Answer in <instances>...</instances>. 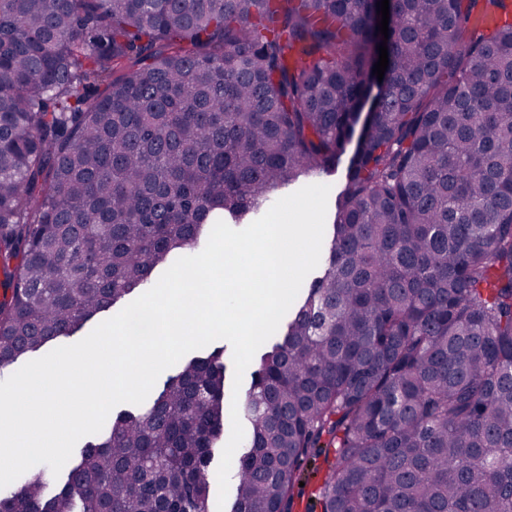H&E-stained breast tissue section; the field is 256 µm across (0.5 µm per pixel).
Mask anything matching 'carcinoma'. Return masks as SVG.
I'll return each instance as SVG.
<instances>
[{
  "instance_id": "carcinoma-1",
  "label": "carcinoma",
  "mask_w": 512,
  "mask_h": 512,
  "mask_svg": "<svg viewBox=\"0 0 512 512\" xmlns=\"http://www.w3.org/2000/svg\"><path fill=\"white\" fill-rule=\"evenodd\" d=\"M0 0V370L339 166L239 414L231 512H512V0ZM136 68L130 69L127 63ZM226 347L0 512H209ZM352 147H353V145L351 146V148L349 149L347 154L342 157L341 164H340L338 170L336 171V173H333L329 176H323L322 180L311 183V184H326V185L330 186V192H329L328 201H327V212H326L325 231H324L323 241H324L325 237L327 236V234L329 233L330 224H332V222H333V213L330 208V203H331V200L336 195V193L341 189V187L343 185L345 169L348 164V160H349V156L352 151ZM325 464L323 457L311 459L304 468L301 479L295 487L294 508L292 512H322L321 506L316 497V489L320 486ZM300 482H304V486L300 487ZM309 499H314V503H310Z\"/></svg>"
}]
</instances>
